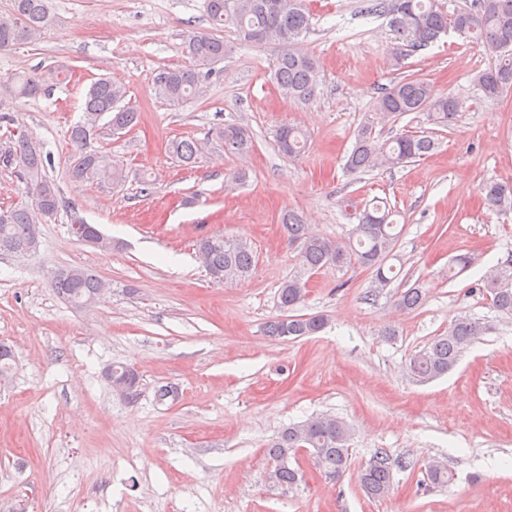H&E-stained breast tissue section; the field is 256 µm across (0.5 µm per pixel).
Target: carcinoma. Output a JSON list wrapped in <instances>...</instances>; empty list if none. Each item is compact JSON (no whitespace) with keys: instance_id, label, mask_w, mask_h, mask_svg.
<instances>
[{"instance_id":"1","label":"carcinoma","mask_w":512,"mask_h":512,"mask_svg":"<svg viewBox=\"0 0 512 512\" xmlns=\"http://www.w3.org/2000/svg\"><path fill=\"white\" fill-rule=\"evenodd\" d=\"M212 25L219 29L232 27L240 40L287 46L273 64V78L281 93L291 102L305 104L316 95L319 86L315 58L297 48L311 27V15L303 0H205ZM369 11L388 19L394 34L390 61L398 67L408 55L424 50L450 30L464 31L463 37L479 42L495 62L481 71L477 82L488 98H497L512 89V0H472L470 7L452 15L437 5V0H374ZM48 0H11L9 15L0 18V51L21 45L53 25ZM185 44L194 64L160 73L153 82L156 96L171 105L204 92L210 73L198 66L215 64L224 59V38L214 33L191 32ZM42 81L35 75H18L0 81V93L18 98L40 94ZM126 89L110 77L95 81L85 95L82 118L69 132L73 159L69 167L72 181L91 182L99 186L117 187L124 182L123 168L112 157L90 148L100 136L102 127L116 130L133 128L138 112L122 101ZM376 108L384 118H396L410 112L425 111L432 124L447 127L457 118L461 105L452 95H438L432 85L418 77L406 76L380 91ZM224 141V152L237 157L247 155L253 147L251 131L241 124H227L216 131ZM279 151L288 157L304 152L307 135L299 127L282 125L275 131ZM435 147L425 135L398 134L382 140L374 135L373 125L364 123L355 133V142L345 166L352 172L380 168H397L420 158ZM204 143L192 138H174L168 152L185 166L196 163L203 154ZM50 156L41 143L25 134L8 141L0 149V167L17 169L27 187V200L0 209V256H31L40 246L35 225L54 219L62 198L58 187L46 174ZM486 204L497 211L512 210V184L492 182L484 187ZM393 212L375 205L364 208L353 225L348 239L331 240L312 231L298 212L281 216L280 227L290 244L301 247L300 259L308 273L324 268L361 266L373 270L372 288L381 292L398 277L396 267L387 264L393 256L399 231ZM80 237L95 248L112 249V239L97 226L86 224ZM197 253L209 276L216 282L234 283L251 275L255 254L250 245L222 233L205 235L196 242ZM50 286L57 297L75 309L91 306L107 288V284L91 270L71 266L50 274ZM483 291L500 312L512 314V254L492 269L483 280ZM307 295L306 282L294 277L284 282L278 292L282 315L268 322L267 336L275 340H296L312 336L327 325L323 315H295L293 311ZM425 302V292L418 286L394 297L395 307L414 310ZM484 333L478 320L460 317L448 330L435 337L415 353L407 364L412 377L427 382L443 376L458 363L462 353ZM14 355L10 347L0 345V380L11 375ZM110 387H122L133 400L142 394V378L128 364L112 366ZM351 428L342 419L327 413L318 414L283 429L265 448L268 462L266 481L277 486L293 487L304 480L302 470L293 465L297 450L310 449L315 466L324 474L341 478L350 465ZM432 486L449 483L453 473L432 464L426 470ZM358 481L373 499L389 495L392 487V462L379 452L358 473Z\"/></svg>"}]
</instances>
